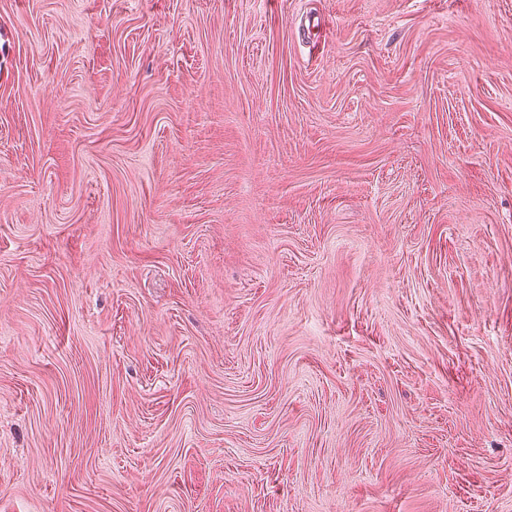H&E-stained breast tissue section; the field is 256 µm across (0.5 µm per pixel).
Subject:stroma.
<instances>
[{
  "instance_id": "obj_1",
  "label": "stroma",
  "mask_w": 512,
  "mask_h": 512,
  "mask_svg": "<svg viewBox=\"0 0 512 512\" xmlns=\"http://www.w3.org/2000/svg\"><path fill=\"white\" fill-rule=\"evenodd\" d=\"M0 512H512V0H0Z\"/></svg>"
}]
</instances>
